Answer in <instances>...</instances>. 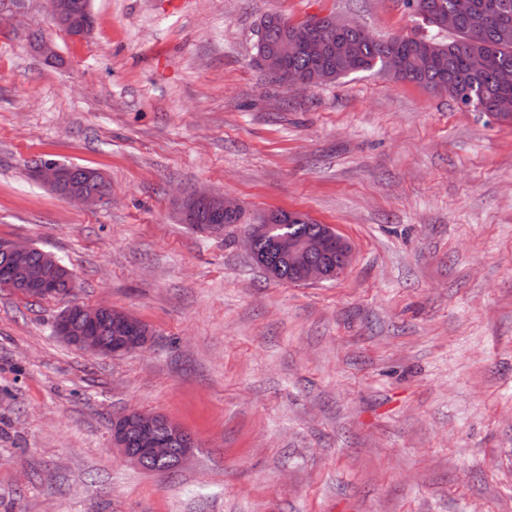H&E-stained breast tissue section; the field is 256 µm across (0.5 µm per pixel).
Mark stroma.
Masks as SVG:
<instances>
[{
	"label": "stroma",
	"instance_id": "35a3bbf8",
	"mask_svg": "<svg viewBox=\"0 0 512 512\" xmlns=\"http://www.w3.org/2000/svg\"><path fill=\"white\" fill-rule=\"evenodd\" d=\"M0 0V239L53 254L74 303L151 331L123 357L54 331L65 307L0 288V512H512V118L372 71L307 89L254 63L261 18L417 33L403 0ZM50 40L55 57L38 45ZM101 171L105 205L31 175ZM197 190L245 223L307 214L349 241L338 279L268 277ZM160 414L195 446L130 466L112 420ZM48 9L57 27L70 29L72 38L82 39L92 30V27H88L84 22H76L68 17L65 0H49ZM241 210L240 203L227 195L220 192L201 191L193 193L185 197L180 204V214L182 220L191 217L194 218L199 211H206L209 214L224 215L220 219L208 218L206 213L199 212L196 215L195 222L189 224L190 227L196 231L203 232L207 227L214 226V229L224 233V226L226 224H239L241 223L242 213L237 215L233 221L225 220L224 217L234 215ZM218 221V222H217ZM239 221V223H236ZM225 224V225H224Z\"/></svg>",
	"mask_w": 512,
	"mask_h": 512
}]
</instances>
